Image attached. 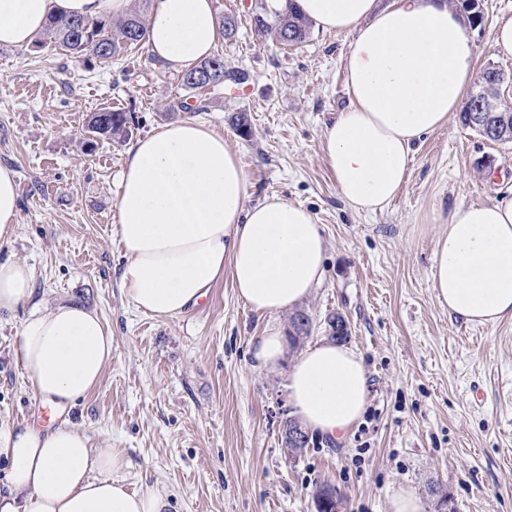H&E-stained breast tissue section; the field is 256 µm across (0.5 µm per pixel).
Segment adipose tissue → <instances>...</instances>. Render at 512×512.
<instances>
[{"mask_svg":"<svg viewBox=\"0 0 512 512\" xmlns=\"http://www.w3.org/2000/svg\"><path fill=\"white\" fill-rule=\"evenodd\" d=\"M318 29L348 32L347 107L323 129L325 161L353 209H384L404 185L414 145L467 102L475 45L448 0H297ZM130 0H0V45L29 46L49 15L124 17ZM221 37L213 0H154L146 48L184 71ZM117 202L125 264L121 291L138 311L179 316L230 278L252 311L274 314L308 298L325 273V238L304 207L251 202L250 183L224 136L186 119L129 148ZM15 172L0 166V242L18 222ZM429 278L449 314L472 326L512 322V200L453 206L435 243ZM33 270L0 262V313L31 301ZM16 357L37 394L63 412L100 382L112 332L93 311L61 305L25 319ZM288 400L311 431L343 439L369 402V377L351 348L322 341L297 356ZM8 465L0 512H167L166 493L128 490L131 462L94 448L62 422L41 430L0 426Z\"/></svg>","mask_w":512,"mask_h":512,"instance_id":"obj_1","label":"adipose tissue"}]
</instances>
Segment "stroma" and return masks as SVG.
<instances>
[{
  "mask_svg": "<svg viewBox=\"0 0 512 512\" xmlns=\"http://www.w3.org/2000/svg\"><path fill=\"white\" fill-rule=\"evenodd\" d=\"M265 0H215L236 32L215 52L248 73L249 95L221 93L187 115L178 73L144 50L83 63L51 46L0 47V165L15 170L18 227L0 244L34 271L39 308L76 305L112 331V360L99 385L63 417L98 449H122L130 489L164 490L170 512H316L312 494L334 486L343 512H389L404 487L436 512L437 492L456 512H512V322L474 327L449 315L429 279L440 216L464 203L512 199V143L491 142L460 119L415 145L405 185L375 213L339 196L322 132L347 103L348 33L311 29L306 43L261 41L252 18ZM470 29L476 65L512 73V55L492 45L512 0H481ZM130 112L127 140L85 148L90 116ZM247 113L250 135L230 124ZM193 117L222 133L253 187L309 209L326 241L322 283L299 306L309 333L295 357L329 339L343 315L348 347L370 377V404L340 441L311 436L289 454L288 365L258 368L252 342L287 331L290 313L259 315L231 280L173 318L143 314L119 283L125 263L116 203L131 141ZM29 307L0 315V426L52 425L16 358Z\"/></svg>",
  "mask_w": 512,
  "mask_h": 512,
  "instance_id": "1",
  "label": "stroma"
}]
</instances>
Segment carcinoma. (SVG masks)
<instances>
[{
	"mask_svg": "<svg viewBox=\"0 0 512 512\" xmlns=\"http://www.w3.org/2000/svg\"><path fill=\"white\" fill-rule=\"evenodd\" d=\"M254 23L259 34L270 35L277 43L286 46L302 44L310 32V23L296 11L294 0H285V5L278 10L266 9L256 14ZM146 33L147 14L138 8L116 20L53 16L42 36L44 42L88 62L93 58L110 59L127 48L141 46L145 44ZM196 73L207 74L206 80L190 81ZM225 76L224 58L213 56L183 72L180 83L192 96L200 92L215 94L224 89ZM129 120L124 111L103 109L91 116L87 127L100 139H119L129 136Z\"/></svg>",
	"mask_w": 512,
	"mask_h": 512,
	"instance_id": "cac0c4a2",
	"label": "carcinoma"
}]
</instances>
